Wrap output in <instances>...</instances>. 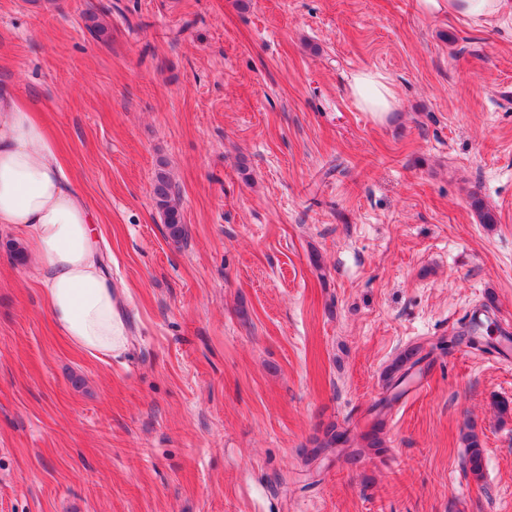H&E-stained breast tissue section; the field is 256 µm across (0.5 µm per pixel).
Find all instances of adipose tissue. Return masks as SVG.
<instances>
[{
  "label": "adipose tissue",
  "instance_id": "obj_1",
  "mask_svg": "<svg viewBox=\"0 0 512 512\" xmlns=\"http://www.w3.org/2000/svg\"><path fill=\"white\" fill-rule=\"evenodd\" d=\"M424 14H448L482 25L512 14V0H418ZM355 103L381 119L396 91L382 75L352 76ZM95 219L66 179L56 141L29 103L0 84V224L21 230L40 273L59 335L92 356L124 351L128 324L118 291L106 276L94 240Z\"/></svg>",
  "mask_w": 512,
  "mask_h": 512
}]
</instances>
